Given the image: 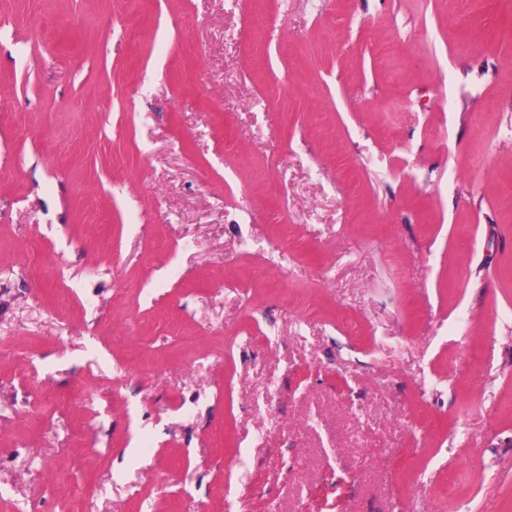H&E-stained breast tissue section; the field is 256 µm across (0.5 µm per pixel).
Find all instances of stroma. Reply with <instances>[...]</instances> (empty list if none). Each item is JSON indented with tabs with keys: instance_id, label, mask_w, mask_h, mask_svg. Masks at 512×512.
<instances>
[{
	"instance_id": "1",
	"label": "stroma",
	"mask_w": 512,
	"mask_h": 512,
	"mask_svg": "<svg viewBox=\"0 0 512 512\" xmlns=\"http://www.w3.org/2000/svg\"><path fill=\"white\" fill-rule=\"evenodd\" d=\"M509 195L512 0H0V512H512Z\"/></svg>"
}]
</instances>
